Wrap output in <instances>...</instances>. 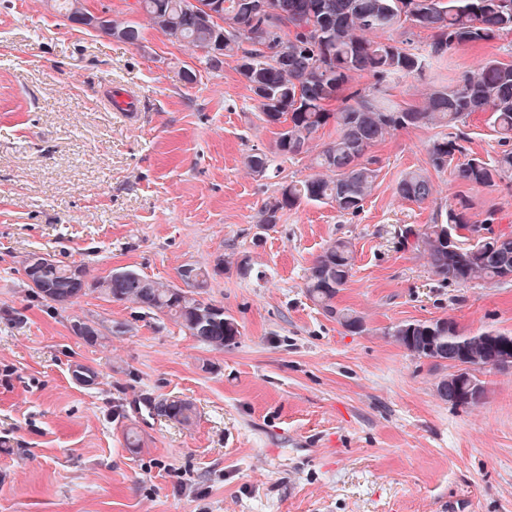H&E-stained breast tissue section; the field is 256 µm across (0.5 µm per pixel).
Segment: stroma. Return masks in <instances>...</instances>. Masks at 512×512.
Returning <instances> with one entry per match:
<instances>
[{"label": "stroma", "mask_w": 512, "mask_h": 512, "mask_svg": "<svg viewBox=\"0 0 512 512\" xmlns=\"http://www.w3.org/2000/svg\"><path fill=\"white\" fill-rule=\"evenodd\" d=\"M85 3L141 24V45L64 20L53 0H0V512H512V368L481 373L482 403L455 407L435 391L443 368L386 334L438 319L512 334V281L441 282L398 238L460 194L471 221L493 211L495 230L512 231V186H470L448 167L428 202L401 199L398 180L428 168L438 134L410 128L374 148L357 215L305 204L260 225L284 182L313 173L322 139L275 159L278 176L253 174L247 156L276 134L234 62L206 69L137 0ZM474 62L450 50L447 68L387 92L409 107ZM337 238L355 265L336 303L360 333L306 293ZM34 253L95 279L127 268L177 285L184 265L215 268L205 297L240 334L213 350L96 293L48 308L23 274ZM77 316L125 330L91 346L70 329ZM78 363L94 385L74 380ZM175 398L195 404L192 427L137 410Z\"/></svg>", "instance_id": "1"}]
</instances>
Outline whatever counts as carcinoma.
I'll use <instances>...</instances> for the list:
<instances>
[{
	"instance_id": "obj_1",
	"label": "carcinoma",
	"mask_w": 512,
	"mask_h": 512,
	"mask_svg": "<svg viewBox=\"0 0 512 512\" xmlns=\"http://www.w3.org/2000/svg\"><path fill=\"white\" fill-rule=\"evenodd\" d=\"M59 14L72 22L80 14V0H55ZM151 25L170 41L186 43L203 52L201 62L219 70L230 59L258 101L262 120L277 124L275 153L292 159L307 152L320 130L332 123L335 136L316 157L320 172L282 186L280 196L266 202L258 223L277 224L284 212L303 204L330 205L355 215L371 194L379 172V158L371 149L395 132L410 127L441 129L428 148L429 163L437 171L464 154L461 130L476 112L488 115L502 149L487 162L467 155L456 165L457 178L467 184L494 187L512 182V65L486 58L463 71L456 82L425 94L423 104L400 109L384 97L366 93L355 85L369 74L379 82L393 83L422 76L433 64L458 47H485L512 34V0H202L215 6L224 25L202 21L189 0H137ZM429 32L427 47L412 46L409 27ZM104 36L137 46L141 27L133 22L106 19L94 27ZM381 32L386 40L371 35ZM246 166L256 175L267 174L270 164L263 152L250 154ZM433 192L430 176L421 169L402 174L397 195L422 203ZM469 202L458 196L448 205L444 219L417 232L402 231V241L421 251L432 272L443 282L465 285L473 281L497 283L512 280V234L490 227L494 215L474 224ZM354 251L343 239L331 241L306 278L308 296L347 330L364 331L363 319L354 311L339 309L335 299L351 276ZM24 269L33 280V296L54 309L97 292L114 302H128L155 315L166 316L200 344L222 350L240 335L224 307L202 297L209 270L187 264L179 271L185 284L176 285L126 270L89 281L81 266L53 263ZM89 319L72 322L75 336L97 345L122 332ZM387 335L418 358L435 364L448 358V337L465 351L472 370H487L492 342L512 335L495 330L465 333L448 320L402 322ZM151 414L184 426L193 424L192 403L166 399L150 405Z\"/></svg>"
}]
</instances>
